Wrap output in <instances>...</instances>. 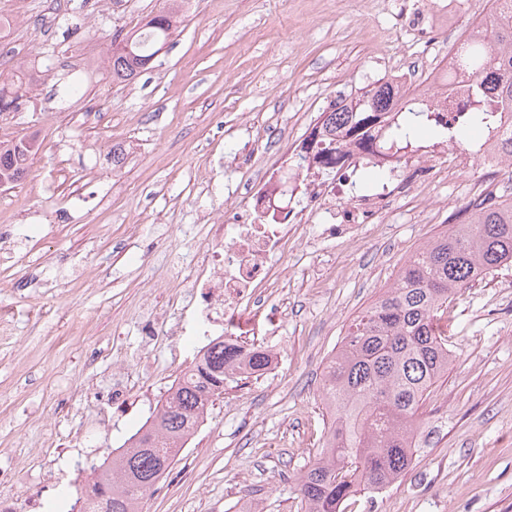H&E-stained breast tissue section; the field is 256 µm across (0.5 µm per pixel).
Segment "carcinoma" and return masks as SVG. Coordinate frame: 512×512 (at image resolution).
I'll list each match as a JSON object with an SVG mask.
<instances>
[{"label": "carcinoma", "mask_w": 512, "mask_h": 512, "mask_svg": "<svg viewBox=\"0 0 512 512\" xmlns=\"http://www.w3.org/2000/svg\"><path fill=\"white\" fill-rule=\"evenodd\" d=\"M484 36L460 43L457 66L475 103L454 128L416 109L399 84L386 80L348 103L320 113L316 152L338 157L335 136L350 135L365 150L395 152L412 146L425 129L459 143L470 128L506 129L504 153L512 157V0H489ZM181 18L180 0H170L132 33L112 34L107 72L131 82L152 68ZM19 90L0 88V116L19 111ZM35 140L0 141V184L21 181ZM462 220L419 248L390 287L354 319L331 357L321 385L331 415L316 460L300 476L303 512H341L361 491H380L411 466L417 414L430 389L448 373L452 354L440 327L448 301L470 282L512 263V199L465 207ZM271 354L239 340H218L171 387L149 426L101 467L93 498L81 496L82 512H141L145 495L169 470L183 445L203 422L224 384L262 375Z\"/></svg>", "instance_id": "1"}]
</instances>
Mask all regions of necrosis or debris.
Listing matches in <instances>:
<instances>
[{
	"label": "necrosis or debris",
	"instance_id": "necrosis-or-debris-1",
	"mask_svg": "<svg viewBox=\"0 0 512 512\" xmlns=\"http://www.w3.org/2000/svg\"><path fill=\"white\" fill-rule=\"evenodd\" d=\"M454 70L453 64H445L441 75L433 79L403 70L398 80L415 87V99L434 106L440 118L453 125L459 122L460 111L469 98L468 82L455 75ZM499 142L497 135H489L470 152L450 149L443 141L438 144L436 155L447 160V174L452 179L477 169L512 176V162L498 151ZM365 159L376 167L390 169L397 157L380 149L366 153L358 141L348 139L332 179L308 185L303 174L295 170L286 176L267 175L247 187L249 210L239 214L235 223L225 225L181 270L196 290L195 308L203 327H218L221 336H228L229 325L256 303L263 289L271 287L276 273L274 262L288 241V225L281 218L279 204L283 192L304 196L306 203L318 205L324 232L337 236L347 246L354 242L351 232L356 225L370 222L376 213L387 209L390 195H361L355 191L353 178ZM345 198L352 200L351 210L336 211L335 201Z\"/></svg>",
	"mask_w": 512,
	"mask_h": 512
}]
</instances>
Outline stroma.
<instances>
[{
    "instance_id": "stroma-1",
    "label": "stroma",
    "mask_w": 512,
    "mask_h": 512,
    "mask_svg": "<svg viewBox=\"0 0 512 512\" xmlns=\"http://www.w3.org/2000/svg\"><path fill=\"white\" fill-rule=\"evenodd\" d=\"M186 0L184 22L153 68L129 84L106 75L109 33L137 29L165 0H0L17 14L1 51L28 106L0 118V137L38 132L27 177L0 188V212L26 232L0 238V467L17 476L11 512H68L83 491L62 462L102 463L153 417L208 339L189 289L169 265L232 222L239 188L276 170L280 155L326 107L391 78L408 62L435 70L447 31L486 16L487 0H456L435 18L431 0ZM78 26L44 27L52 11ZM126 149L122 167L110 150ZM427 215L397 176L391 214L359 225L355 248L298 225L279 260L277 308L255 309L240 334L277 358L263 375L228 383L187 447L143 500V512H302L297 480L321 447L330 415L325 367L353 318L420 246L470 201L468 181L441 176ZM54 216H47V209ZM181 328L143 341L145 314ZM454 361L421 410L409 470L343 512H512V264L469 284L444 323ZM125 388L109 424L96 408ZM63 447L56 455L54 447Z\"/></svg>"
}]
</instances>
